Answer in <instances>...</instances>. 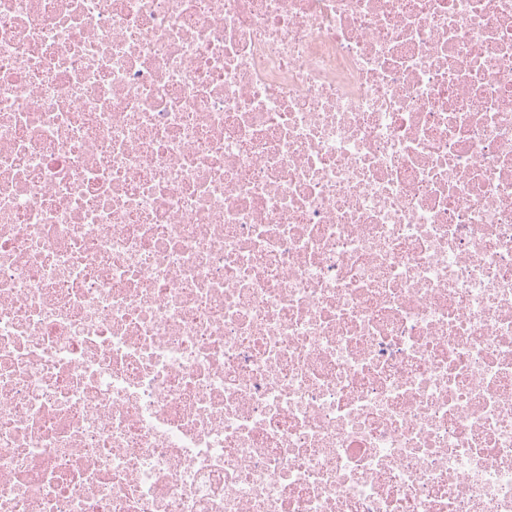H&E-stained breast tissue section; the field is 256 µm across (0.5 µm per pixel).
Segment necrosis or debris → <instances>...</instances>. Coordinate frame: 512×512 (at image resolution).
Listing matches in <instances>:
<instances>
[{
	"label": "necrosis or debris",
	"instance_id": "1",
	"mask_svg": "<svg viewBox=\"0 0 512 512\" xmlns=\"http://www.w3.org/2000/svg\"><path fill=\"white\" fill-rule=\"evenodd\" d=\"M0 512H512V0H0Z\"/></svg>",
	"mask_w": 512,
	"mask_h": 512
}]
</instances>
